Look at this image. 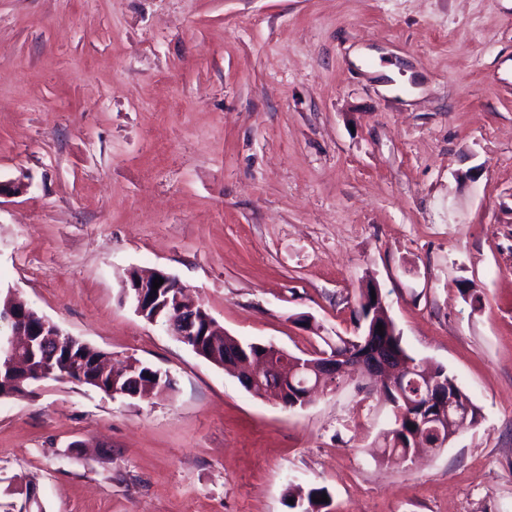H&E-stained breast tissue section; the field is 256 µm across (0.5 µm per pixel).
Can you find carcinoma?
Wrapping results in <instances>:
<instances>
[{
    "mask_svg": "<svg viewBox=\"0 0 512 512\" xmlns=\"http://www.w3.org/2000/svg\"><path fill=\"white\" fill-rule=\"evenodd\" d=\"M372 286L359 289L358 306L354 311L358 333L353 336H336V341L327 343L329 353L350 354V360L356 361L370 347L365 331L378 316L381 309L372 300ZM391 354L399 356L405 364V371L393 385L384 386L381 397L389 407L401 406L407 410L403 419L393 418V427L382 435L379 445L382 460L397 467L404 468L412 460L417 448H431L439 438H448V434L456 431L465 424H476L481 417L480 408L473 403L445 367L436 366L426 369L410 356L402 344L400 332L392 331L389 336L381 337ZM197 342L203 351L216 354L224 362V370L236 376L241 385H246L245 378L253 367V362L240 363L236 355L226 356L224 350H236L233 336H199ZM293 390L306 392L315 386H326L319 382L317 376L311 373H299L294 379ZM436 386L448 392L452 398L450 406L440 405L429 397L430 387ZM328 493L324 487L310 489L304 498L293 501L289 508L294 512H329L330 503L315 502L313 498Z\"/></svg>",
    "mask_w": 512,
    "mask_h": 512,
    "instance_id": "cac0c4a2",
    "label": "carcinoma"
}]
</instances>
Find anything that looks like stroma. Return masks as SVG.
Instances as JSON below:
<instances>
[{
	"label": "stroma",
	"mask_w": 512,
	"mask_h": 512,
	"mask_svg": "<svg viewBox=\"0 0 512 512\" xmlns=\"http://www.w3.org/2000/svg\"><path fill=\"white\" fill-rule=\"evenodd\" d=\"M19 180L0 291L174 388L0 398L1 504L30 484L44 512H291L323 486L330 512H512V0H0V181ZM134 270L300 357L354 334L375 283L481 419L380 463L376 392H247L123 304Z\"/></svg>",
	"instance_id": "stroma-1"
}]
</instances>
